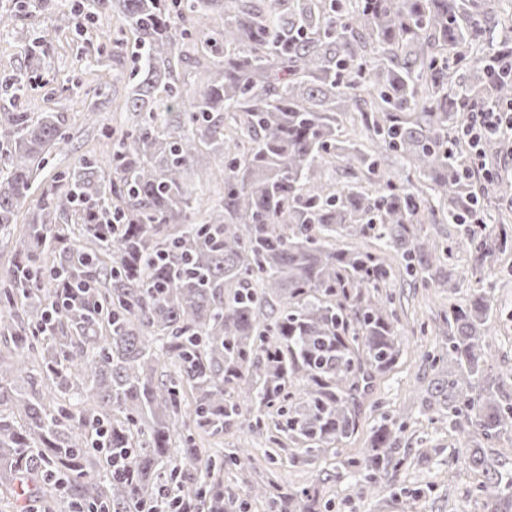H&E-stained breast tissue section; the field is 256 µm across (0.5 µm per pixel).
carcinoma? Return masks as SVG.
<instances>
[{
    "instance_id": "carcinoma-1",
    "label": "carcinoma",
    "mask_w": 512,
    "mask_h": 512,
    "mask_svg": "<svg viewBox=\"0 0 512 512\" xmlns=\"http://www.w3.org/2000/svg\"><path fill=\"white\" fill-rule=\"evenodd\" d=\"M136 36L140 79L134 121L104 163L64 172L67 189L37 182L62 139L58 112L0 113V233L27 209L20 249L0 273V491L63 479L68 508L128 512L163 506L177 489L195 512H224V473L268 512H321L317 491L255 487L253 449L219 456L198 446L242 423L266 438L273 465L326 457L358 429L360 391L400 353L399 319L382 285L396 279L386 250L427 286L457 288L451 254L423 224L436 210L423 190L389 177L392 151L447 203L477 262L512 244L504 230L469 224L482 210L464 178L469 114L512 101V82L490 77L512 60L505 42L477 56L495 0H90ZM54 32L72 15L51 0L0 3V31L30 47L46 14ZM224 54L205 81L173 72L186 46L206 43L210 18ZM360 114L372 146L344 138ZM224 171L223 205L202 211L210 185L203 153ZM341 164L346 180L329 168ZM37 200H32L33 196ZM122 218L112 231V213ZM76 214L79 227L67 223ZM374 236L382 248L336 247V236ZM280 307L271 308L270 298ZM270 311L263 312V309ZM491 296L443 315L455 367L436 393L452 428L480 441L458 451L482 477L483 512H512V470L482 442L512 431V389L491 378L477 326ZM405 424L382 420L348 466L360 492L404 463ZM130 452L112 475L101 448Z\"/></svg>"
}]
</instances>
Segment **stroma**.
<instances>
[{
    "mask_svg": "<svg viewBox=\"0 0 512 512\" xmlns=\"http://www.w3.org/2000/svg\"><path fill=\"white\" fill-rule=\"evenodd\" d=\"M58 9L73 11L69 30L53 35L51 47L39 69H30L25 46L0 34V113L59 112L64 138L48 157L42 179L52 184L57 173L73 168L83 158H106L114 136L126 128V102L137 47L123 21L115 16H90L77 0H55ZM121 37L126 48L121 55L106 50L109 40ZM100 57L97 69H86L83 60ZM23 74L27 85L15 93L12 75ZM110 82L103 94L100 83ZM95 112L96 122L83 115ZM425 231L438 247H451L450 268L458 284L455 291L414 286L411 278L400 277L389 290L400 319V355L391 370L378 375L361 399L357 434L337 443L335 456L314 465L299 463L275 467L268 463L264 438L231 428L215 438H204L203 446L221 454L234 446L254 448L251 483L263 486L277 482L291 492L317 487L328 504V512H483L484 496L478 491V475L456 461L462 438L440 415L433 390L437 377L427 357L440 352L448 341L441 316L448 307L467 306L478 290L491 295L494 311L486 341L488 363L494 376H512V249L497 253L494 260L478 264L461 242L460 227L438 219ZM405 421L400 454L406 461L382 479L376 496L359 492L358 476H337L336 462L363 455L372 428L382 417Z\"/></svg>",
    "mask_w": 512,
    "mask_h": 512,
    "instance_id": "35a3bbf8",
    "label": "stroma"
}]
</instances>
